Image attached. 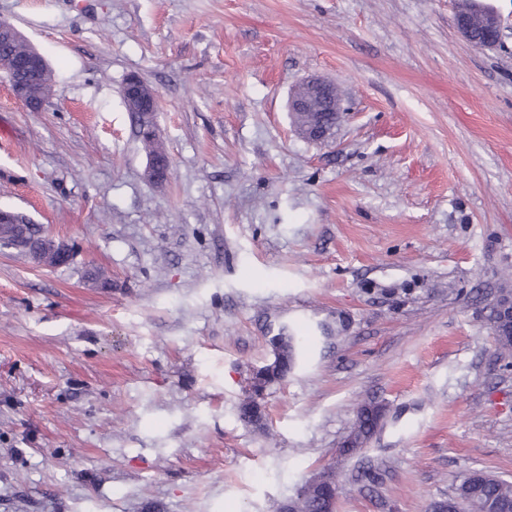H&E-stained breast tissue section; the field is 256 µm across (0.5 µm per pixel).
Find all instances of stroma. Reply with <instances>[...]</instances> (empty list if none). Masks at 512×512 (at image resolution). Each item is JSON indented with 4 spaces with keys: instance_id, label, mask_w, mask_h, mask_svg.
<instances>
[{
    "instance_id": "1",
    "label": "stroma",
    "mask_w": 512,
    "mask_h": 512,
    "mask_svg": "<svg viewBox=\"0 0 512 512\" xmlns=\"http://www.w3.org/2000/svg\"><path fill=\"white\" fill-rule=\"evenodd\" d=\"M458 2L0 0L52 72L39 112L0 75V208L75 250L0 252V512H278L325 471L336 512H428L512 481V0L491 49ZM314 75L346 112L321 143L288 109ZM282 327L303 366L244 424ZM368 400L384 426L344 452ZM126 96L124 97L128 111L131 112L132 121L134 116L132 111L142 110L149 119V124L144 127V131L151 138L158 137L157 112L158 97L155 91L150 88L137 75H130L124 83ZM506 296V293L502 292L496 302L497 307L502 311L504 316H507L509 319L512 318V309L510 308V302L509 303H503V300ZM497 307L494 306L491 312V317L493 319V322L496 326L497 332L499 333L497 342L498 346L501 352L502 356H512V338L505 339L500 334L502 329V324L500 323L501 315L497 311Z\"/></svg>"
}]
</instances>
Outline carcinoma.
<instances>
[{"mask_svg": "<svg viewBox=\"0 0 512 512\" xmlns=\"http://www.w3.org/2000/svg\"><path fill=\"white\" fill-rule=\"evenodd\" d=\"M269 342L278 348V355L274 356L273 364L255 373V396L239 408V417L247 424L261 423L263 411L258 397L263 395L268 386L282 380L298 365L303 348L298 336L284 328L270 337ZM383 418L384 412L377 410L376 402L361 404L353 428L344 443V451L350 452L367 444ZM452 499L457 501V512H487L489 506L495 504L501 512H512V482L488 475L470 485L460 484ZM288 505V512H335L336 509L332 494L314 479L304 483L295 497L288 499Z\"/></svg>", "mask_w": 512, "mask_h": 512, "instance_id": "obj_1", "label": "carcinoma"}]
</instances>
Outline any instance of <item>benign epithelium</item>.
I'll list each match as a JSON object with an SVG mask.
<instances>
[{"label": "benign epithelium", "instance_id": "obj_1", "mask_svg": "<svg viewBox=\"0 0 512 512\" xmlns=\"http://www.w3.org/2000/svg\"><path fill=\"white\" fill-rule=\"evenodd\" d=\"M481 21L484 28V42L478 43L472 37V23L467 16H456V25L458 31L472 45L480 49L495 47L501 36L502 18L493 9L482 4L478 5ZM125 102L128 111L142 110L149 119V124L144 127V131L151 138L158 136L157 112L158 97L155 91L150 88L140 77L130 75L124 83ZM12 91L14 95L33 108L37 104V98L40 97L41 89L31 80L27 83L12 82ZM317 91L327 93L336 91V88L330 82L319 78L311 77L304 81L291 95L288 108L293 117L302 116L309 106L308 93ZM170 164H161L154 157H147L146 174L150 181L156 184H162L169 177ZM33 224V220L14 211L0 209V249H15L26 253L37 264L57 268L68 263L73 255L74 248L63 240H56L45 231H40L39 239L31 241L24 231L25 225Z\"/></svg>", "mask_w": 512, "mask_h": 512}]
</instances>
